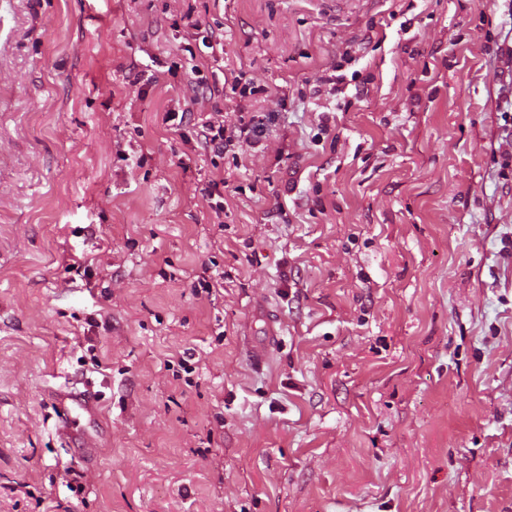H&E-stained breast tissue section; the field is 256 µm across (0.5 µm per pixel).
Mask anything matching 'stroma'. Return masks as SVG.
I'll return each instance as SVG.
<instances>
[{
    "label": "stroma",
    "instance_id": "1",
    "mask_svg": "<svg viewBox=\"0 0 512 512\" xmlns=\"http://www.w3.org/2000/svg\"><path fill=\"white\" fill-rule=\"evenodd\" d=\"M186 13L262 150L164 123ZM0 512H512V0H0ZM180 21L183 23V27L187 29V35L192 38V40H200L202 45L206 48L211 50L207 54H210L211 56H215L216 53H221L224 55V29L223 27L217 28V29H207L205 31H201L200 27L197 22L191 20V15L186 13L183 14L180 17ZM192 29L197 32L190 33L188 30ZM200 31V32H198ZM199 34H203L200 36H197ZM355 60L356 56L352 54V51L346 49L342 54H340L339 60H336V63L331 66V71L333 73L330 75L325 74L316 79V84L313 87V94L321 95V92L326 91L327 94L336 95V92H342L341 90L346 84V75L343 73H336L344 71L345 67L351 65ZM323 86H328L329 88H325V91H323ZM201 193L216 220L214 224H223L224 221L221 219H224V177L209 180L201 189ZM54 401L60 413L59 430L64 439L71 444L80 439V448H96L94 437L82 424V421L86 420L88 425H91L97 416L96 400L91 389L88 388L86 393L56 391Z\"/></svg>",
    "mask_w": 512,
    "mask_h": 512
}]
</instances>
